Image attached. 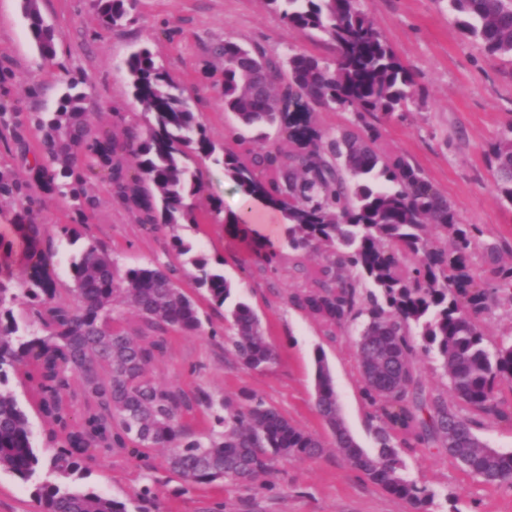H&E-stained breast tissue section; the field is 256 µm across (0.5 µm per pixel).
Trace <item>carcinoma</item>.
I'll return each mask as SVG.
<instances>
[{
	"instance_id": "obj_1",
	"label": "carcinoma",
	"mask_w": 512,
	"mask_h": 512,
	"mask_svg": "<svg viewBox=\"0 0 512 512\" xmlns=\"http://www.w3.org/2000/svg\"><path fill=\"white\" fill-rule=\"evenodd\" d=\"M136 0H95L102 27L124 22ZM289 28L317 33L333 46L332 60L291 53L284 59L226 39L216 50L223 72L224 111L244 130L278 127L279 143L265 136L235 137L216 145L192 111L181 85L148 49L132 53L126 68L133 97L144 109L140 128L121 134L95 128L85 112L82 81L68 83L56 112L35 117L41 137L30 167L33 182L82 213L94 205L84 173H107L113 195L137 206L138 223L172 231L178 264L120 267L112 250L88 243L71 257L72 287L63 288L47 268L49 226L15 218L30 272L16 279L12 242L0 235V472L29 482L45 470L35 496L43 512H130L126 503L65 482L91 451L163 448L169 470L194 484L229 481L249 485L278 460L313 458L323 444L293 425L262 398L216 404L198 394L156 384L149 370L166 349L171 331L195 334L202 320L180 287L184 266L223 306L233 284L196 251L177 229L201 223L194 204L204 188L192 157L224 169L244 202L282 212L286 242L295 252L322 251L325 263L307 273L291 295L296 306L339 333L365 315L357 339L365 398L381 421L378 448L369 453L347 430L323 350L315 356V410L332 432L336 453L386 492L423 505L434 493L403 474L393 430L436 449L487 484H512V454L483 442L477 419L503 417L499 387H512V343L488 348L482 318L496 298L512 301V271L501 272L500 250L485 247L492 291L473 289L463 273L472 229L457 224L448 197L403 157L390 158L371 125L344 126L326 136L314 109L390 117L415 103L411 70L386 40L360 0H263ZM465 39L491 56L512 57V0H448ZM29 33L44 57L53 55L52 30L38 0H22ZM300 146L288 150L286 142ZM89 159L79 163V153ZM495 182L512 206V124L492 150ZM224 229L256 259L273 265L277 252L250 225L230 212ZM24 302L33 317L21 327L12 306ZM120 307L134 310L145 331L114 326ZM228 337L241 366L262 370L277 358L252 307L237 301L228 310ZM435 356L456 400L426 391L417 371V350ZM27 368L38 394L55 452L43 463L26 411L9 389V370ZM195 405L215 423L208 441L190 439L180 415Z\"/></svg>"
}]
</instances>
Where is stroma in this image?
<instances>
[{
  "label": "stroma",
  "mask_w": 512,
  "mask_h": 512,
  "mask_svg": "<svg viewBox=\"0 0 512 512\" xmlns=\"http://www.w3.org/2000/svg\"><path fill=\"white\" fill-rule=\"evenodd\" d=\"M361 7L415 79V105L377 120L380 144L421 168L452 201L460 223L477 225L468 272L483 281L482 242L499 241L502 266H512V207L499 199L491 161L493 145L512 124V59L490 56L480 43L462 38L448 0H361ZM39 9L53 30L54 54L48 58L30 40L21 0H0V169L26 185L23 194L0 198V231L9 230L10 218L23 214L50 225L49 268L66 286L71 283V256L91 241L112 248L122 267L175 260L169 230L138 224L132 205L113 197L107 180L88 182L95 206L83 218L65 208L59 196L31 185L33 116L56 110L75 73L85 77L87 111L95 127L118 131L138 125L144 121L143 108L131 93L125 61L134 51L151 49L183 85L200 122L221 145L236 130L234 116L223 106L221 63L212 53L225 38L260 46L272 55L295 51L333 56L329 44L288 28L263 0H137L123 25L109 29L98 25L93 0H39ZM204 184L197 207L207 220L181 234L212 262L221 263L237 297L261 318L277 359L255 371L238 364L227 340L231 330L224 309L212 305L206 290L186 273L180 285L196 303L203 330L169 336L167 351L150 376L158 384L203 392L234 406L246 395H257L296 427L318 436L325 447L314 459L276 463L269 475L248 486L188 483L168 470L159 448L96 452L82 459L77 484L126 503L151 486L145 512H417L343 462L314 409V351L320 347L349 432L362 448L375 450L379 422L362 394L358 325H350L338 341H328L321 324L288 299L304 286L306 271L324 263V253L292 252L279 236L272 241L279 263H257L224 230V213L237 210L241 200L223 170L206 164ZM65 224L78 228V241L62 232ZM10 386L29 416L36 447L52 453L54 443L37 395L22 373L11 374ZM398 455L406 474L433 492L427 512H512V484L487 485L444 454L412 441L400 445ZM0 512H40L33 484L1 473Z\"/></svg>",
  "instance_id": "35a3bbf8"
}]
</instances>
